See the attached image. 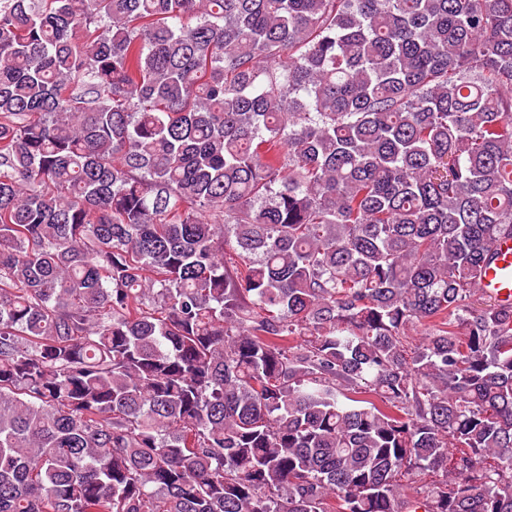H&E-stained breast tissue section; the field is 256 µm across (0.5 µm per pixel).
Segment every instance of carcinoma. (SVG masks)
I'll use <instances>...</instances> for the list:
<instances>
[{
    "instance_id": "obj_1",
    "label": "carcinoma",
    "mask_w": 512,
    "mask_h": 512,
    "mask_svg": "<svg viewBox=\"0 0 512 512\" xmlns=\"http://www.w3.org/2000/svg\"><path fill=\"white\" fill-rule=\"evenodd\" d=\"M504 238L512 0H0V512H512ZM480 288L505 304L512 303V239L497 245V256L482 273Z\"/></svg>"
}]
</instances>
